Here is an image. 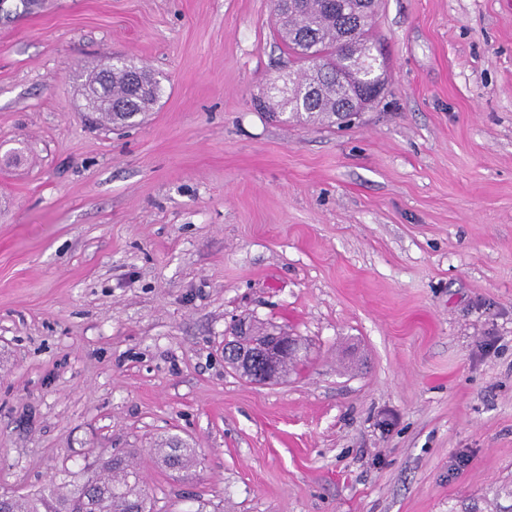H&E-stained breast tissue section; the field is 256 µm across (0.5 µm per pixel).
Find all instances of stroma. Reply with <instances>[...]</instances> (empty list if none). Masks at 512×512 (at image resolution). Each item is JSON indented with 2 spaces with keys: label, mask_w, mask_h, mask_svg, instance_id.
Masks as SVG:
<instances>
[{
  "label": "stroma",
  "mask_w": 512,
  "mask_h": 512,
  "mask_svg": "<svg viewBox=\"0 0 512 512\" xmlns=\"http://www.w3.org/2000/svg\"><path fill=\"white\" fill-rule=\"evenodd\" d=\"M273 19L0 0V493L131 452L154 512L512 504V0H380L386 90L341 128L261 109ZM117 59L160 100L90 125ZM244 317L300 339L284 383L227 369ZM176 443H170L168 448H155L157 460L166 468L173 470H189L192 466V450L190 448H175Z\"/></svg>",
  "instance_id": "stroma-1"
}]
</instances>
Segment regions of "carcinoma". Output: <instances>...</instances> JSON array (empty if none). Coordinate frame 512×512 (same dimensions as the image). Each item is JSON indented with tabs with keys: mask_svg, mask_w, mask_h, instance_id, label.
Returning <instances> with one entry per match:
<instances>
[{
	"mask_svg": "<svg viewBox=\"0 0 512 512\" xmlns=\"http://www.w3.org/2000/svg\"><path fill=\"white\" fill-rule=\"evenodd\" d=\"M276 34L299 69L274 81L264 107L271 114L288 112L296 119L334 126L360 109L355 82L371 60L379 41L372 6L362 0H275ZM87 109L106 114L121 126L136 114L149 112L160 93V79L144 66L124 60L107 63L86 80ZM166 468L188 470L192 450L171 443L156 449ZM150 512L141 474L130 455L100 457L77 480L53 482L30 494H0V512Z\"/></svg>",
	"mask_w": 512,
	"mask_h": 512,
	"instance_id": "carcinoma-1",
	"label": "carcinoma"
}]
</instances>
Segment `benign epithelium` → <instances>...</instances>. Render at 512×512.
Returning <instances> with one entry per match:
<instances>
[{"label":"benign epithelium","instance_id":"7a95c632","mask_svg":"<svg viewBox=\"0 0 512 512\" xmlns=\"http://www.w3.org/2000/svg\"><path fill=\"white\" fill-rule=\"evenodd\" d=\"M373 71L379 77V83L370 81L362 84L360 89V95L367 105L378 99L385 90L383 57L374 56ZM251 327L252 324L246 320L236 325L235 336L224 341V357L236 372L252 382L266 384L280 381L285 376L281 360L298 353L296 339L272 330L262 344H248L246 339Z\"/></svg>","mask_w":512,"mask_h":512}]
</instances>
